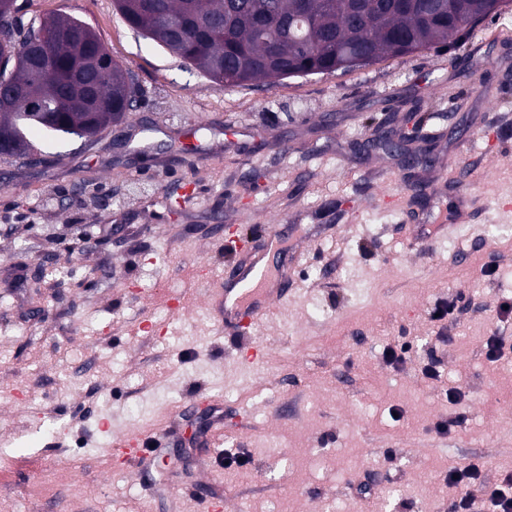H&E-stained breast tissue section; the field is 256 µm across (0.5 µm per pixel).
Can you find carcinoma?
<instances>
[{"instance_id":"carcinoma-1","label":"carcinoma","mask_w":512,"mask_h":512,"mask_svg":"<svg viewBox=\"0 0 512 512\" xmlns=\"http://www.w3.org/2000/svg\"><path fill=\"white\" fill-rule=\"evenodd\" d=\"M124 23L211 81L240 86L264 80L275 87L285 79L348 72L385 57L447 46L469 27L496 14L507 0H113ZM264 11L288 22V31L260 38L254 14ZM50 22L85 39L90 51L101 41L85 22L52 16ZM39 22L24 23L0 11V141L14 146L10 157L37 152L27 132L37 126L58 137L89 138L122 121L135 109L140 90L129 70L112 62V82L100 83L96 120L74 87L77 59L49 38L42 51L50 65L32 69L29 40ZM53 91L49 107L35 117L30 99Z\"/></svg>"}]
</instances>
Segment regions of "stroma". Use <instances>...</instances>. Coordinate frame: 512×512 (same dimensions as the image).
Returning <instances> with one entry per match:
<instances>
[{
	"label": "stroma",
	"instance_id": "stroma-1",
	"mask_svg": "<svg viewBox=\"0 0 512 512\" xmlns=\"http://www.w3.org/2000/svg\"><path fill=\"white\" fill-rule=\"evenodd\" d=\"M16 5L88 23L141 97L122 143L35 127L42 164L0 156V512H207L203 476L226 512H448L449 463L512 471V4L451 47L274 88L210 81L112 0ZM405 133L432 164L383 146ZM269 225L288 301L224 333L220 234ZM216 407L223 436L190 444ZM150 433L169 467L108 456ZM239 455L247 471L225 467Z\"/></svg>",
	"mask_w": 512,
	"mask_h": 512
}]
</instances>
